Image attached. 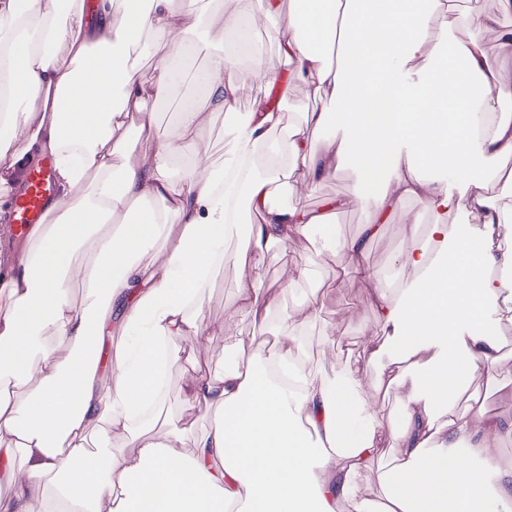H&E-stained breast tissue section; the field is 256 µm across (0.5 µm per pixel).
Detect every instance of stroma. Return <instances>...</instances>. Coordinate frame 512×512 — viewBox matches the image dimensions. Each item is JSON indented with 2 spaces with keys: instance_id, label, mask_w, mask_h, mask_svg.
<instances>
[{
  "instance_id": "35a3bbf8",
  "label": "stroma",
  "mask_w": 512,
  "mask_h": 512,
  "mask_svg": "<svg viewBox=\"0 0 512 512\" xmlns=\"http://www.w3.org/2000/svg\"><path fill=\"white\" fill-rule=\"evenodd\" d=\"M278 2L276 21L260 23V32L256 36L262 49L259 62L266 77L244 89L237 110L242 114L250 112L255 98L271 94L279 98L278 111L282 122L289 125L295 123L302 113L321 110L322 104L307 87L289 83L286 54L279 40L272 35L273 28L283 29L288 25L289 0ZM356 181V172L346 166L331 181L314 186L300 185L293 190L283 189L276 202L285 207L316 208L327 197L347 199V206L337 212L333 221L340 238L351 239L360 233L364 224L362 211L349 200ZM431 219L421 201L406 200L371 240L366 265L380 271L388 285H395L403 274L400 256L413 245L408 225H426ZM261 276L270 294L281 298L282 303L273 311L267 324L238 318L236 334L258 341L272 339L280 321L294 312L310 291L315 290L324 305L318 317L301 331L306 372L316 380L343 369L350 351L359 348L364 340L362 324L370 314L369 286L355 270L337 266L334 252L324 246L321 228L311 227L305 235L285 244H267ZM237 284L235 265L226 264L203 305L202 315L210 326L209 336L179 345L180 360L163 396L170 421L179 429L196 432L212 422L211 412L188 402L183 380L189 376L209 374L226 361L224 316L226 308L233 304ZM504 335L503 357L492 371V381L482 386L481 395L487 415L511 422L512 395H506L505 389L512 387V324H505Z\"/></svg>"
}]
</instances>
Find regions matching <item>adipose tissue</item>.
I'll return each mask as SVG.
<instances>
[{
    "label": "adipose tissue",
    "mask_w": 512,
    "mask_h": 512,
    "mask_svg": "<svg viewBox=\"0 0 512 512\" xmlns=\"http://www.w3.org/2000/svg\"><path fill=\"white\" fill-rule=\"evenodd\" d=\"M201 3L98 0L91 26L83 0H0V199L34 145L52 156L59 187L0 281V512H32L36 501L44 512H336L340 500L374 512L366 471L384 512H512V469L487 446L512 428L459 403L498 362L501 325L512 324V195L489 192L498 160L512 156V66L489 69L485 52L493 41L511 55L512 27L494 14L462 21L455 0H290L281 40L291 75L324 108L284 130L283 164L266 149L278 113L262 100L246 117L236 111L241 90L263 77L240 63L249 30L277 0H223L209 13ZM201 25L216 42L201 93L158 132L145 102L168 97ZM150 48L151 75L141 65ZM216 112L231 128L219 163L201 135ZM329 126L339 147L308 134ZM244 162L237 203L263 216L247 232L227 219L222 189ZM345 164L358 174L365 230L408 199L433 217L410 227L398 288L365 267L362 240L339 242V262L376 283L368 338L314 385L299 322L264 344L228 334L229 361L185 385L216 419L196 433L172 428L158 367L174 365L176 342L205 335L209 288L234 263L237 315L267 321L265 245L313 225L336 240L335 203L314 212L274 199ZM450 211L479 221L443 222ZM374 367L397 416L360 396ZM117 435L134 456L113 452Z\"/></svg>",
    "instance_id": "obj_1"
}]
</instances>
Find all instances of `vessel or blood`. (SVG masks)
<instances>
[{"label": "vessel or blood", "mask_w": 512, "mask_h": 512, "mask_svg": "<svg viewBox=\"0 0 512 512\" xmlns=\"http://www.w3.org/2000/svg\"><path fill=\"white\" fill-rule=\"evenodd\" d=\"M56 198V177L53 161L44 156L33 161L26 172L14 210L8 219L9 232L24 236L30 225L43 223L49 205Z\"/></svg>", "instance_id": "obj_1"}]
</instances>
